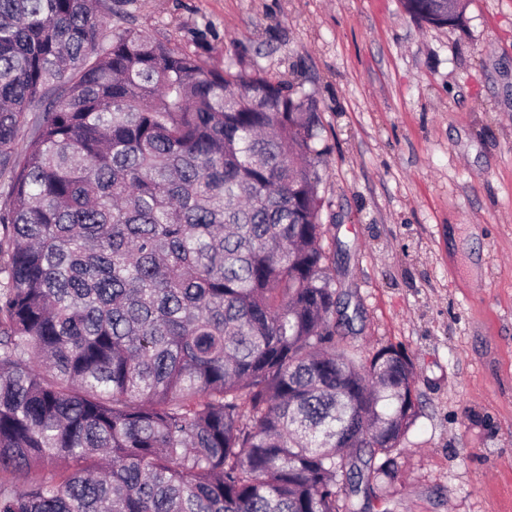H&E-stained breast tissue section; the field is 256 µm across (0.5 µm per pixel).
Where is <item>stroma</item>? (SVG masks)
Listing matches in <instances>:
<instances>
[{
    "label": "stroma",
    "instance_id": "stroma-1",
    "mask_svg": "<svg viewBox=\"0 0 512 512\" xmlns=\"http://www.w3.org/2000/svg\"><path fill=\"white\" fill-rule=\"evenodd\" d=\"M99 14L315 102L341 334L415 373L396 477L364 512H512V0H467L461 28L402 0H101Z\"/></svg>",
    "mask_w": 512,
    "mask_h": 512
}]
</instances>
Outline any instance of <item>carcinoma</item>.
Masks as SVG:
<instances>
[{
    "mask_svg": "<svg viewBox=\"0 0 512 512\" xmlns=\"http://www.w3.org/2000/svg\"><path fill=\"white\" fill-rule=\"evenodd\" d=\"M94 2L0 0V512H360L415 378L336 336L313 100Z\"/></svg>",
    "mask_w": 512,
    "mask_h": 512,
    "instance_id": "obj_1",
    "label": "carcinoma"
}]
</instances>
